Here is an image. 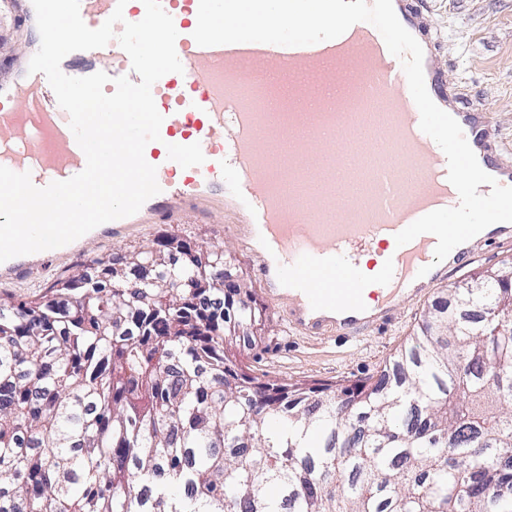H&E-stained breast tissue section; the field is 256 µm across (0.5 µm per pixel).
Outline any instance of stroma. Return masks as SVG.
I'll use <instances>...</instances> for the list:
<instances>
[{"label": "stroma", "instance_id": "obj_1", "mask_svg": "<svg viewBox=\"0 0 512 512\" xmlns=\"http://www.w3.org/2000/svg\"><path fill=\"white\" fill-rule=\"evenodd\" d=\"M422 20L438 38V61L450 79L465 88L464 102L489 115L495 143L512 162V0H425ZM34 37L10 9L0 8V79L11 78L7 59L17 57ZM168 234L220 246L234 255L256 297L266 305L271 331L264 342L245 347L243 361L252 375L288 382L331 383L377 374L386 358L409 341L413 328L442 288H450L471 271L501 267L512 258V243L480 246L471 266L449 271L441 286L421 298L401 303L387 327L353 338L333 333L306 336L288 323L286 299L271 300L255 268L256 260L238 225L206 224L193 214L176 224H129L117 233H94L66 248L49 265L32 264L21 277L0 276V299L13 302L40 297L56 280L71 277L93 257L140 247Z\"/></svg>", "mask_w": 512, "mask_h": 512}]
</instances>
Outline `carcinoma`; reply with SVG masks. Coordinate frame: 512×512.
<instances>
[{"label":"carcinoma","instance_id":"carcinoma-1","mask_svg":"<svg viewBox=\"0 0 512 512\" xmlns=\"http://www.w3.org/2000/svg\"><path fill=\"white\" fill-rule=\"evenodd\" d=\"M156 239L0 303V512H512V278L451 288L377 377L247 372L265 311Z\"/></svg>","mask_w":512,"mask_h":512}]
</instances>
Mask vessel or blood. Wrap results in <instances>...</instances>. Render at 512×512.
<instances>
[{
	"instance_id": "b4317fda",
	"label": "vessel or blood",
	"mask_w": 512,
	"mask_h": 512,
	"mask_svg": "<svg viewBox=\"0 0 512 512\" xmlns=\"http://www.w3.org/2000/svg\"><path fill=\"white\" fill-rule=\"evenodd\" d=\"M178 32L182 73L152 87L164 121L146 161L161 188L130 216L133 224L175 222L194 208L262 231L258 273L271 294L287 292L290 322L303 334L351 336L381 328L401 302L422 297L448 270L468 266L482 243L512 241L496 223L435 262L437 239L424 233L395 246L398 232L460 198L447 158L420 128L399 58L370 23L307 46L234 43L201 46L193 38L199 0H160ZM117 0H80V14L99 28ZM421 0H393L401 24L423 48L427 91L460 124L482 169L512 186V163L494 147L486 112L463 105L464 93L437 63L436 38L419 21ZM18 57L14 82L0 83V166L44 187L80 173L86 158L69 115L46 77ZM73 77L107 73L139 82L117 42L68 54ZM381 107L377 124L369 107ZM415 170L407 180L406 170ZM391 252L364 276L361 260L376 244ZM376 305L366 308V290Z\"/></svg>"
}]
</instances>
